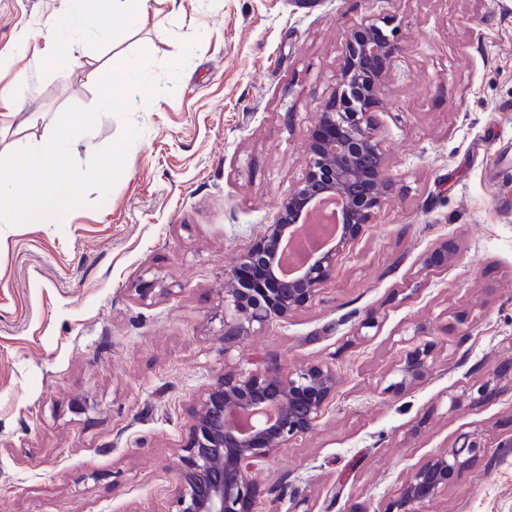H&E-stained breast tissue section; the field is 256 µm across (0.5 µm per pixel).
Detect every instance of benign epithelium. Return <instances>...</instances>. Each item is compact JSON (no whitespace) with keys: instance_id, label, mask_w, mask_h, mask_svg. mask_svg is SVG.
<instances>
[{"instance_id":"7a95c632","label":"benign epithelium","mask_w":512,"mask_h":512,"mask_svg":"<svg viewBox=\"0 0 512 512\" xmlns=\"http://www.w3.org/2000/svg\"><path fill=\"white\" fill-rule=\"evenodd\" d=\"M399 51L394 28L387 33L375 23L361 24L348 34L341 79L307 143L303 181L286 195L274 222L239 263L224 273V307L233 319L224 335L261 328L315 300L335 275L344 248L381 208L393 184L382 178L384 157L371 108L384 93ZM328 196L341 203L335 242L320 244L310 233L305 260L286 262L283 243L290 227ZM432 348L426 342L408 352L399 380L389 389L398 392L425 379ZM337 385L336 370L327 364L299 370L274 364L259 375L226 377L207 390L182 448L175 512H261L264 493L252 481V469L311 432ZM478 451L464 443L431 457L412 472L389 512H422Z\"/></svg>"}]
</instances>
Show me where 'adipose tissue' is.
I'll use <instances>...</instances> for the list:
<instances>
[{"instance_id":"1","label":"adipose tissue","mask_w":512,"mask_h":512,"mask_svg":"<svg viewBox=\"0 0 512 512\" xmlns=\"http://www.w3.org/2000/svg\"><path fill=\"white\" fill-rule=\"evenodd\" d=\"M151 0H64V16L62 20H47L44 36L47 49L57 52L68 51L74 34L82 26L86 17L97 14L104 23L98 28L100 37L108 38L112 29L105 20L111 8H120L126 17L129 27H137L150 11Z\"/></svg>"}]
</instances>
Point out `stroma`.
<instances>
[{
    "mask_svg": "<svg viewBox=\"0 0 512 512\" xmlns=\"http://www.w3.org/2000/svg\"><path fill=\"white\" fill-rule=\"evenodd\" d=\"M115 41L36 49L63 0H0V153L95 104L113 55L171 60L108 195L62 222L0 227V512H172L199 397L270 363L334 366L316 428L253 474L272 512H387L412 471L481 452L424 512H512V0H180ZM397 28L374 109L394 189L312 303L222 339L224 271L302 180L346 36ZM456 251L426 267L441 245ZM377 327L361 328L367 316ZM431 371L388 390L416 344ZM494 391L451 410L450 398Z\"/></svg>",
    "mask_w": 512,
    "mask_h": 512,
    "instance_id": "35a3bbf8",
    "label": "stroma"
}]
</instances>
